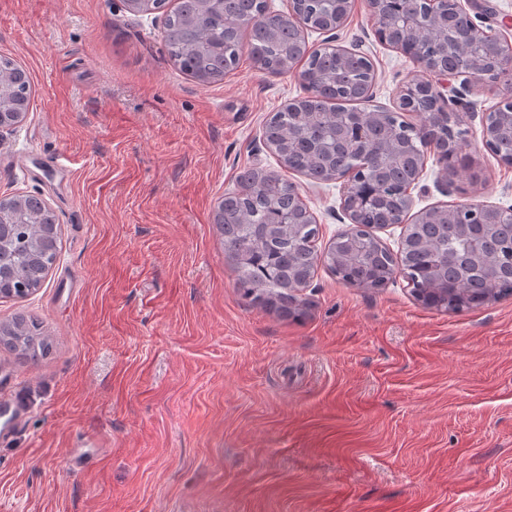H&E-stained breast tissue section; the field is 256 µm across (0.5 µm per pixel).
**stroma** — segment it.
Masks as SVG:
<instances>
[{
	"label": "stroma",
	"instance_id": "1",
	"mask_svg": "<svg viewBox=\"0 0 512 512\" xmlns=\"http://www.w3.org/2000/svg\"><path fill=\"white\" fill-rule=\"evenodd\" d=\"M366 0L338 33L376 72L371 108L418 78L381 44ZM27 72L28 111L0 135V198L58 219L42 287L0 298L52 348L0 347L29 416L0 444V512H512V296L458 312L318 266L305 315L238 293L214 217L243 169L281 170L267 117L304 97L249 56L202 85L170 60L161 13L124 0H0V56ZM464 165L428 156L413 210L512 207V165L464 124ZM320 226L348 222L338 184L292 172Z\"/></svg>",
	"mask_w": 512,
	"mask_h": 512
}]
</instances>
